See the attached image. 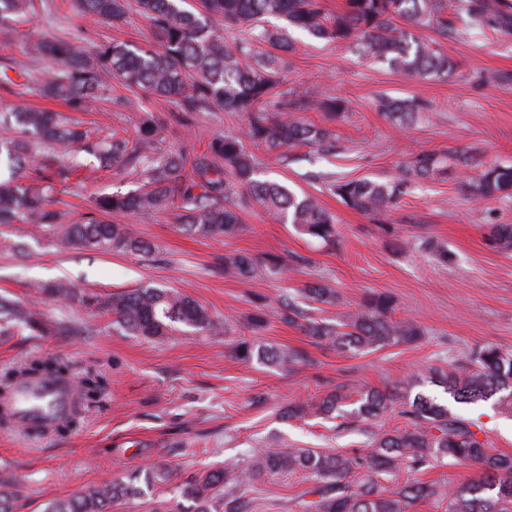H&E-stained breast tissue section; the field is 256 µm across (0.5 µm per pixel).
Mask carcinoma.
I'll list each match as a JSON object with an SVG mask.
<instances>
[{"instance_id":"carcinoma-1","label":"carcinoma","mask_w":512,"mask_h":512,"mask_svg":"<svg viewBox=\"0 0 512 512\" xmlns=\"http://www.w3.org/2000/svg\"><path fill=\"white\" fill-rule=\"evenodd\" d=\"M76 0L82 13L114 23L136 11L150 21L159 47L108 42L88 57L64 40L48 42L38 52L66 63L57 70L33 73L24 64L6 58L0 64V87L15 84L14 72L34 83L45 97L66 101L75 111L108 95L112 80L162 98L170 119L194 126L216 109L239 113L244 127L211 137L193 159L159 141V121L144 112L123 136L91 138L60 112L16 107L0 113V157L9 177L0 180V225L26 222L42 230L62 231L65 242L88 250L153 255L154 245L127 224H114L103 215H149L171 208L180 229L203 239L231 237L244 230L239 212L256 204L279 224L320 243H336L334 216L313 194H298L288 185L266 178L260 155L286 165L290 149L311 145L336 147L333 132L308 123L302 113L319 110L339 118L345 101L318 92H294L285 86L282 58L262 52L270 45L292 50L289 29L313 38L338 42L358 56L389 70L426 80L445 78L454 63L442 50L448 31L467 36L489 27L512 31V0H344L339 12L327 10L324 0ZM51 7L47 0H0V27L18 23L37 10ZM284 22L270 25V19ZM216 19L238 36L229 41L213 27ZM430 28L435 38L424 41L414 32ZM379 109L399 129L429 119L430 107L419 96L379 98ZM78 145L99 169H119L136 175L141 185L127 193L102 195L93 202L94 214L82 224H59L51 199L64 192L73 170L60 165L44 175L37 166L40 145ZM455 165L475 170L469 189L479 200L512 197V166L487 165L467 153L455 156ZM448 173V156L436 152L413 154L401 175L378 181L334 178L330 190L347 207L366 215L386 214L418 181ZM488 242L496 251L512 254V224L491 226ZM421 249L436 262L450 261L448 249L425 241ZM283 259L276 253L241 252L224 257V276L250 280L279 274ZM47 297L70 296L66 282L41 285ZM313 302L333 305L336 292L314 282L302 289ZM84 303L112 314L113 323L134 336L164 340L189 328L211 332L232 330V319L219 321L187 293L158 285H145L107 296L86 294ZM278 318L298 326L312 342L338 350L367 354L385 347L408 344L425 335L413 319H396L393 298L385 293L367 296L354 310L334 320L310 316L290 295L278 301ZM265 301L258 300L245 325L256 334L267 326ZM69 336L65 321L47 322L38 312L0 297V337ZM234 358L244 366H273L293 372L305 361L302 351L273 346L254 338L232 340ZM69 378L68 366L53 359L32 360L0 376V388L13 389L28 379ZM443 389L459 404L497 398L500 409L512 412V351L494 343L472 349L461 358L432 365L390 389L339 385L320 397L298 401L283 413L287 419L330 421L342 418L373 423L394 412L403 424L392 429L364 430L366 446L351 451L336 448H299L281 441L253 448L244 459L192 476L174 486L176 493L195 503V512H260L248 490L259 482L282 475H301L308 482L295 501L298 512H413L420 502L443 507L442 512H512V456L492 448L483 429L436 397L417 387ZM101 381L87 376L80 397L94 400ZM474 465L479 477L449 486L423 482L418 474L448 464ZM172 469L159 461L134 471L127 480L105 481L67 498L47 503L44 512H112L141 496L142 486L168 484ZM20 498L13 477L0 472V512H16Z\"/></svg>"}]
</instances>
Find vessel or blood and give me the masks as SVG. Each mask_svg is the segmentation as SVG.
Returning <instances> with one entry per match:
<instances>
[{
  "label": "vessel or blood",
  "mask_w": 512,
  "mask_h": 512,
  "mask_svg": "<svg viewBox=\"0 0 512 512\" xmlns=\"http://www.w3.org/2000/svg\"><path fill=\"white\" fill-rule=\"evenodd\" d=\"M17 422L23 428L38 427L50 434L54 418L70 413L76 404L71 384L53 381L31 382L20 387L12 399Z\"/></svg>",
  "instance_id": "b4317fda"
}]
</instances>
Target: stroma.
<instances>
[{"mask_svg": "<svg viewBox=\"0 0 512 512\" xmlns=\"http://www.w3.org/2000/svg\"><path fill=\"white\" fill-rule=\"evenodd\" d=\"M57 37L73 39L87 53L113 39L135 45L155 39L149 21L138 13L115 26L76 16L71 0H54L52 16H33L15 25L10 35H0V54L38 70L46 62L28 55V48ZM294 38L287 87L298 92L316 87L345 99L347 115L332 122L320 112L305 115L335 132V153L301 147L292 149L289 164L271 158L265 164L271 179L318 196L335 215L340 237L334 248L272 221L252 205L240 213L244 232L221 240L183 234L171 210L114 216V223L133 225L155 245L150 260L79 249L52 230L0 226V241L26 247L21 258L0 249V292L36 303L47 319L79 329L74 336H18L0 345V372L31 359L58 358L68 365L73 381L91 373L103 381L96 401L80 403L78 422L67 434L32 438L18 427L0 425V467L23 486L18 512H43L51 499L124 479L132 469L159 460L169 462L180 480L227 458H244L263 441L359 448L365 437L357 428L338 431L284 420L279 413L339 385L390 386L426 372L437 359L486 343L512 350V255L492 250L486 240L489 225L512 224V198L475 202L467 173L452 167L443 180L414 184L378 222L345 206L327 182L331 175L378 181L395 177L412 151H466L481 162L512 165V33L488 28L463 41L449 38L444 51L456 64L454 74L423 81L303 32ZM381 94L420 96L434 117L396 131L376 107ZM146 110L163 122L165 142L189 157L204 150L210 136L243 125L241 116L218 110L183 127L169 121L164 101L132 94L117 83L111 101L92 103L79 118L83 127L108 132L131 127ZM135 186L134 175L112 170L89 179L75 177L57 195L55 207L64 223L75 224L90 212L95 197ZM424 239L447 245L451 261L443 265L400 247L401 241ZM235 252L279 254L285 269L267 279L225 277L221 261ZM49 280L104 295L159 283L187 292L214 315L239 319L251 313L256 297H266L273 306L279 296L318 281L339 295L329 313L358 305L367 293L383 292L393 297L396 316L416 319L426 334L411 344L357 355L313 345L299 327L273 316L260 341L302 350L307 361L293 373L264 366L247 370L232 356L223 330L180 333L158 342L127 336L113 327L111 315L92 312L73 298L38 295L34 284ZM454 410L477 422L495 448L512 455V417L498 413L493 400L458 404Z\"/></svg>", "mask_w": 512, "mask_h": 512, "instance_id": "stroma-1", "label": "stroma"}]
</instances>
